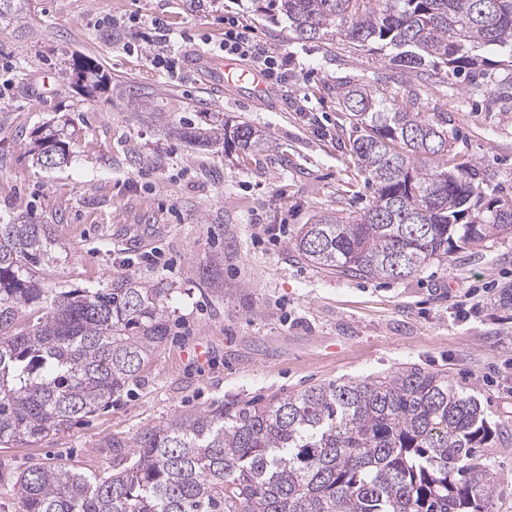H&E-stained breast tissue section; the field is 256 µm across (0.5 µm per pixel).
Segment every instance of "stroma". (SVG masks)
Wrapping results in <instances>:
<instances>
[{
	"label": "stroma",
	"instance_id": "35a3bbf8",
	"mask_svg": "<svg viewBox=\"0 0 512 512\" xmlns=\"http://www.w3.org/2000/svg\"><path fill=\"white\" fill-rule=\"evenodd\" d=\"M159 13L193 38L173 73L152 63L147 45L124 50L127 33L105 23ZM228 14L291 59L287 84L271 87L264 103L226 90L197 55L198 41L219 43ZM79 56L113 84L141 89L165 120L139 119L111 87L87 95L62 79ZM343 76L378 83L390 99L415 93L422 117H447L456 159L512 196V88L498 65L474 87L391 65L388 51L343 39L301 43L251 0H31L0 33V218L24 206L50 225L59 255L46 272L51 287L93 288L117 274L175 287L173 333L138 381L45 438L0 444V468L64 462L103 475L142 432L177 415L416 366L447 373L481 400L494 430L485 453L500 477L488 512H512V309L494 300L512 284V237L404 279L331 274L295 252L298 229L314 216H353L374 202L338 110ZM204 111L247 117L276 150L190 149L180 121ZM64 116L76 143L70 163L33 165L29 131ZM216 258L220 296L199 274Z\"/></svg>",
	"mask_w": 512,
	"mask_h": 512
}]
</instances>
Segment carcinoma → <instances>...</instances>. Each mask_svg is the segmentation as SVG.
I'll use <instances>...</instances> for the list:
<instances>
[{
	"label": "carcinoma",
	"mask_w": 512,
	"mask_h": 512,
	"mask_svg": "<svg viewBox=\"0 0 512 512\" xmlns=\"http://www.w3.org/2000/svg\"><path fill=\"white\" fill-rule=\"evenodd\" d=\"M298 41L345 38L392 51V63L433 66L475 83L486 53L512 68V0H252ZM30 0H0V28ZM77 77L108 84L90 59ZM350 151L374 204L356 217L321 214L295 250L332 274L402 278L429 263L512 236V197L489 191L475 165L448 166V121L421 117L350 76L336 81ZM134 110L148 100L115 86ZM182 138L245 154L269 136L235 115L201 113ZM33 159L60 169L73 150L64 128L32 132ZM50 225L25 211L0 222V443L20 447L88 416L137 382L171 333L173 289L118 274L102 288L47 287L56 261ZM224 293V271L205 273ZM478 398L439 371L407 367L371 379L328 382L296 394L179 415L140 434L112 472L89 478L59 462L0 469L23 512H488L498 473L479 454L491 438Z\"/></svg>",
	"instance_id": "obj_1"
}]
</instances>
